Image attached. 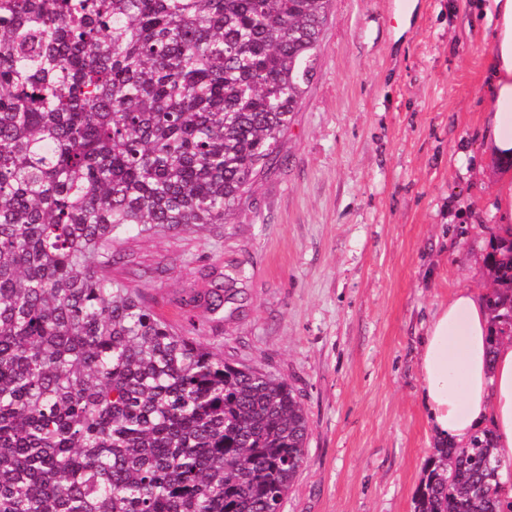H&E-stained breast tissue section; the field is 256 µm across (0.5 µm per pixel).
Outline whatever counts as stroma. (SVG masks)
<instances>
[{
    "label": "stroma",
    "instance_id": "1",
    "mask_svg": "<svg viewBox=\"0 0 512 512\" xmlns=\"http://www.w3.org/2000/svg\"><path fill=\"white\" fill-rule=\"evenodd\" d=\"M491 48L478 0H333L281 159L233 223L123 249L117 274L140 272L177 326L185 292L243 270L233 300L194 318L226 359L301 395L305 463L281 512H414L437 445L418 339L456 289L492 284Z\"/></svg>",
    "mask_w": 512,
    "mask_h": 512
}]
</instances>
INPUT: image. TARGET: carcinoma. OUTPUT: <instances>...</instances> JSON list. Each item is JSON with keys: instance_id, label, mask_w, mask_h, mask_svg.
Segmentation results:
<instances>
[{"instance_id": "cac0c4a2", "label": "carcinoma", "mask_w": 512, "mask_h": 512, "mask_svg": "<svg viewBox=\"0 0 512 512\" xmlns=\"http://www.w3.org/2000/svg\"><path fill=\"white\" fill-rule=\"evenodd\" d=\"M332 0H0V512H278L308 418L112 274L227 224L280 155ZM512 326V240L487 261ZM242 270L204 294L216 312ZM489 431L433 449L414 512H500Z\"/></svg>"}]
</instances>
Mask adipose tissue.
Instances as JSON below:
<instances>
[{
    "mask_svg": "<svg viewBox=\"0 0 512 512\" xmlns=\"http://www.w3.org/2000/svg\"><path fill=\"white\" fill-rule=\"evenodd\" d=\"M492 26L485 80L484 152L500 167L492 215L500 238L512 237V0H482ZM488 295L456 290L432 314L418 345L429 425L458 445L490 429L507 457L499 471L501 510L512 512V337L498 336Z\"/></svg>",
    "mask_w": 512,
    "mask_h": 512,
    "instance_id": "adipose-tissue-1",
    "label": "adipose tissue"
}]
</instances>
